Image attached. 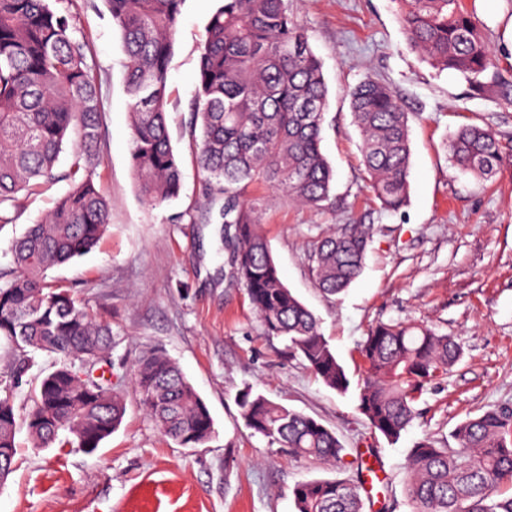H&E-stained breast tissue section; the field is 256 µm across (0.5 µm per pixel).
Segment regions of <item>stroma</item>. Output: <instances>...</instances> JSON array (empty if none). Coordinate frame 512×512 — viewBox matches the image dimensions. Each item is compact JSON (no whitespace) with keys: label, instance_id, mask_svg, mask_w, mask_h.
<instances>
[{"label":"stroma","instance_id":"obj_1","mask_svg":"<svg viewBox=\"0 0 512 512\" xmlns=\"http://www.w3.org/2000/svg\"><path fill=\"white\" fill-rule=\"evenodd\" d=\"M321 61L328 87L322 149L335 170L331 197L313 208L278 187L255 183L254 204L284 284L320 319L351 379L364 370L359 346L371 328L399 321L452 336L462 355L425 393L396 443L371 431L354 393L327 388L282 338L266 335L245 288L229 270L224 228L205 221L203 176L190 112L200 44L218 0H184L168 65L167 122L182 157L177 199L141 197L130 161L127 57L103 0H50L69 11L74 36L88 46L104 127L96 182L111 202V226L90 252L53 268L112 326V380L125 391L119 428L97 450L33 447L16 434L15 469L0 485V512H295L291 490L303 480L344 478L365 493V512H411L406 497L410 448L423 438L452 439L462 421L512 408V166L490 179L461 173L450 136L476 124L512 143V47L505 39L512 0H478L497 72L483 91L431 66L409 43L397 0H288ZM374 79L388 84L409 114L410 199L384 210L367 187L361 136L349 92ZM70 152L55 180L23 190L0 224V272L12 245L70 190ZM346 224L370 240L360 276L334 296L320 293L309 270L314 244ZM154 350L178 363L214 420L212 438L181 448L166 438L132 385L139 359ZM262 393L335 431L345 452L323 465L269 445L246 428L238 397Z\"/></svg>","mask_w":512,"mask_h":512}]
</instances>
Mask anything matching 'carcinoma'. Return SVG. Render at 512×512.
I'll list each match as a JSON object with an SVG mask.
<instances>
[{
  "label": "carcinoma",
  "mask_w": 512,
  "mask_h": 512,
  "mask_svg": "<svg viewBox=\"0 0 512 512\" xmlns=\"http://www.w3.org/2000/svg\"><path fill=\"white\" fill-rule=\"evenodd\" d=\"M128 58L126 92L132 130L130 159L144 199L176 197L181 162L166 124L168 61L183 0H104ZM411 45L434 66L462 74L476 89L496 66L487 34L462 0H401ZM72 15L48 0H0V203L49 181L67 142L74 145L71 190L13 249L17 274L0 284V340L10 360L0 372V484L13 472L18 415L15 395L39 353L60 362L31 394L24 424L37 448L55 443L87 452L114 432L125 414L124 394L97 373L112 350V326L96 320L71 290L47 281L48 271L92 250L111 221L109 200L96 186L102 115L87 45L73 37ZM328 108L321 63L288 0H223L201 43L191 105L195 142L209 204H219L232 274L269 336L287 348L329 389L345 395L351 379L323 336L317 317L286 287L254 208L241 191L273 183L313 207L330 199L335 172L322 151ZM362 134V165L374 197L396 211L409 195L408 113L386 84L364 80L350 91ZM449 150L463 171L492 177L512 161L501 136L466 125ZM366 233L346 224L318 241L311 275L326 294L342 292L361 274ZM461 355L450 336L425 326L380 322L360 344L364 374L357 410L370 429L396 442L417 416L416 406L448 375ZM140 403L164 435L183 448L210 439L214 422L193 385L161 352L134 370ZM247 428L294 456L337 463L336 434L314 418L248 389L239 397ZM458 447L425 439L410 450L407 499L414 512H512V409L460 423ZM295 512H364L358 486L311 479L291 490Z\"/></svg>",
  "instance_id": "obj_1"
}]
</instances>
